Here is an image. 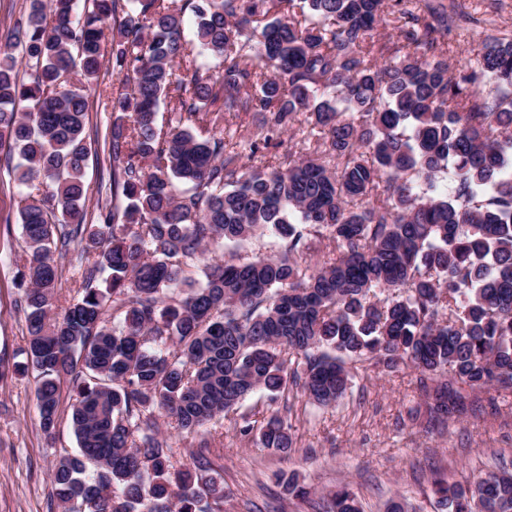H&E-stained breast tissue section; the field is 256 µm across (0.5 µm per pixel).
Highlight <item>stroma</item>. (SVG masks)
<instances>
[{
  "label": "stroma",
  "mask_w": 512,
  "mask_h": 512,
  "mask_svg": "<svg viewBox=\"0 0 512 512\" xmlns=\"http://www.w3.org/2000/svg\"><path fill=\"white\" fill-rule=\"evenodd\" d=\"M462 6L474 21L450 34L448 62L460 69L473 59L487 36H512V0H441ZM0 151V357L21 360L28 335L22 292L14 283L26 258L17 213L19 187ZM352 387L339 404L308 403L293 387L282 398L295 450L283 456L235 429L238 414L263 419L272 412L264 392H256L229 414L207 425L202 435L177 430L165 416L157 425L175 467H193L204 455L212 475L224 485V512H323L332 491L348 485L363 512H385L390 500H403L410 512H438L435 480L461 483L470 473L512 468V392L495 387L461 392L468 414L428 424L418 373L403 365L387 371L350 364ZM36 374L0 381V512H61L52 496L50 475L59 455L76 452L71 422L73 396L62 390L52 432L40 426ZM297 473L306 497L287 494L278 471Z\"/></svg>",
  "instance_id": "obj_1"
}]
</instances>
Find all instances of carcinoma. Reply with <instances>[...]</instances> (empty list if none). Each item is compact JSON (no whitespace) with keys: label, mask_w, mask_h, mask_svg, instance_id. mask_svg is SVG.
I'll use <instances>...</instances> for the list:
<instances>
[{"label":"carcinoma","mask_w":512,"mask_h":512,"mask_svg":"<svg viewBox=\"0 0 512 512\" xmlns=\"http://www.w3.org/2000/svg\"><path fill=\"white\" fill-rule=\"evenodd\" d=\"M29 0L0 57V146L17 152L28 362L42 429L71 387L78 453L51 475L62 512H224V486L176 469L154 413L193 433L257 390L329 406L347 362L412 365L432 419L453 383L512 388V37L448 64L453 19L425 0ZM196 17L195 38L185 14ZM394 16L399 39L372 31ZM112 27V208L88 216L90 95ZM218 61L211 70L207 60ZM170 118L159 122L160 104ZM260 117L245 142L224 110ZM325 138L257 166L298 115ZM453 175L445 196L437 174ZM50 181L43 191L35 181ZM270 233L275 257L208 246ZM323 263L303 264L313 242ZM80 244L79 299L59 307L52 247ZM172 288L177 300L164 301ZM242 436L293 450L279 414ZM93 472H87V465ZM303 496L295 474L277 476ZM446 512H512V471L436 484ZM327 512H361L337 489Z\"/></svg>","instance_id":"obj_1"}]
</instances>
